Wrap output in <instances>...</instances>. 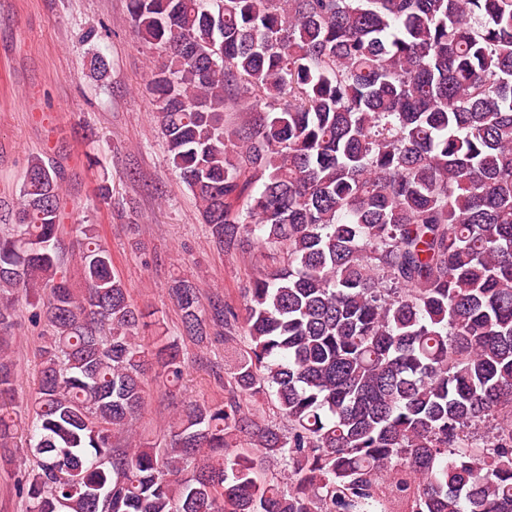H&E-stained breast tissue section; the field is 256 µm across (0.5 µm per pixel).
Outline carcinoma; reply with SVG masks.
<instances>
[{"instance_id":"1","label":"carcinoma","mask_w":512,"mask_h":512,"mask_svg":"<svg viewBox=\"0 0 512 512\" xmlns=\"http://www.w3.org/2000/svg\"><path fill=\"white\" fill-rule=\"evenodd\" d=\"M150 90L216 245L287 262L244 317L171 287L182 333L241 324L224 399L172 443L120 448L148 376L183 375L93 224L83 290L60 251L61 173L28 161L0 235V331L34 298L27 512H512V0H128ZM249 120L224 125V113ZM155 327L154 343L138 342ZM14 371L0 336V446ZM268 399L284 434L248 401ZM489 428L486 441L477 430ZM244 434L287 467L260 477Z\"/></svg>"}]
</instances>
